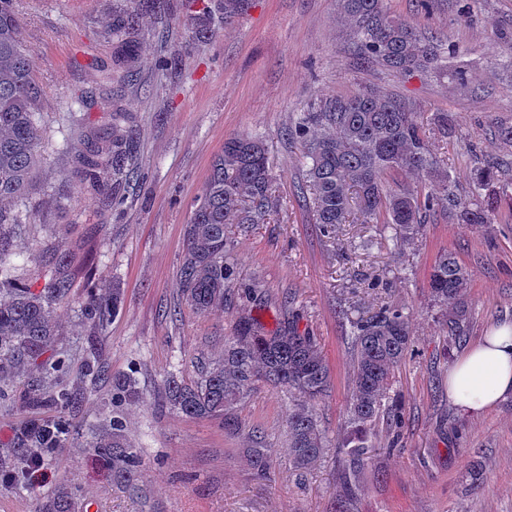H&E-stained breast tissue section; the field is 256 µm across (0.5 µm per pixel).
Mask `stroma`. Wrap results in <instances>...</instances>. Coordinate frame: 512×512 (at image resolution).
Wrapping results in <instances>:
<instances>
[{
    "label": "stroma",
    "mask_w": 512,
    "mask_h": 512,
    "mask_svg": "<svg viewBox=\"0 0 512 512\" xmlns=\"http://www.w3.org/2000/svg\"><path fill=\"white\" fill-rule=\"evenodd\" d=\"M131 0H16L22 45L41 89L39 169L26 198L15 202L26 222L15 228L9 262L22 286L42 288L64 276L69 295L55 308L54 353L60 377L33 372L14 382L77 395L71 416L90 427L112 416V388L94 389L91 354L112 372L134 374L142 402L123 406L138 449V488L113 484L84 450L82 437L48 456L46 483L0 486V512H35L59 483L78 487L81 512H337L355 351L352 319L383 305L413 315V345L396 369L391 399L404 425L378 420L374 452L359 477L351 512H512V396L480 415L463 414L448 395L449 347L428 288L436 256L448 251L469 270L472 311L468 344L512 322V200L502 199L490 224H459L439 214L404 242L382 224H344L323 235L296 186L302 145L286 133L311 105L368 87L410 105L420 117L452 113L456 133L438 142L460 194L470 172L489 164L512 178V146L497 127L512 121V0H385L392 18L457 45L448 71L397 74L361 63L339 0H250L216 35H199L203 0H156L125 50L112 21ZM466 6L467 20L457 17ZM121 64L125 82L104 71ZM125 112L133 149L102 180L71 182L90 150L109 152L103 100ZM257 135L266 143L279 205L248 231L229 225L233 276L223 307L197 314L183 300L179 267L184 228L226 138ZM104 283L122 305L102 332L79 304ZM296 313L315 336L331 372V391L316 406L332 442L306 469L288 453L284 389L259 385L238 405L239 429L195 419L162 405L166 377H200L224 352L241 315L265 330ZM55 406L0 401V448L13 446L22 423L54 418ZM269 450L270 475L250 463L251 436ZM479 468L480 483L469 471Z\"/></svg>",
    "instance_id": "35a3bbf8"
}]
</instances>
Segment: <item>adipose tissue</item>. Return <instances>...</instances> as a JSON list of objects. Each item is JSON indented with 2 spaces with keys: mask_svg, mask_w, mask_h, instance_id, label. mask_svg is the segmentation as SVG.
Segmentation results:
<instances>
[{
  "mask_svg": "<svg viewBox=\"0 0 512 512\" xmlns=\"http://www.w3.org/2000/svg\"><path fill=\"white\" fill-rule=\"evenodd\" d=\"M448 394L467 415L512 396V323L494 329L450 365Z\"/></svg>",
  "mask_w": 512,
  "mask_h": 512,
  "instance_id": "1",
  "label": "adipose tissue"
}]
</instances>
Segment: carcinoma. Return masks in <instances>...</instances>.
Listing matches in <instances>:
<instances>
[{
	"label": "carcinoma",
	"mask_w": 512,
	"mask_h": 512,
	"mask_svg": "<svg viewBox=\"0 0 512 512\" xmlns=\"http://www.w3.org/2000/svg\"><path fill=\"white\" fill-rule=\"evenodd\" d=\"M15 0H0V399L9 397L8 386L28 372L31 362L52 349L58 329L53 305L66 294V282L52 278L41 290L18 288L4 262L9 242L7 224L20 216L10 203L27 191L35 177L41 130L40 92L32 78L21 43V18ZM384 0H342L352 30L355 51L362 61L389 67L400 74L448 70V53L456 46L420 36L407 24L391 18ZM248 7V0H217L203 11L222 20ZM140 13L131 10L112 23V35L121 38L135 29ZM455 133L450 112H435L425 120L401 100L362 89L338 96L302 113L288 128V139L305 145L302 198L311 203L314 223L324 234L336 231L358 213L364 224H393L404 238L416 233L431 217L444 210L460 224H488L504 197L512 198V180L497 168L483 165L472 177L471 194L462 197L448 173V157L433 141ZM113 164L100 154L87 156L73 174L105 178ZM405 173L437 183L438 191L423 194L394 189L386 176ZM277 209L272 164L268 148L256 136L225 139L224 150L213 161L202 192L193 204L185 227V251L179 268L180 288L186 303L199 314L224 306L232 270L227 263L229 224H262ZM469 271L456 256L445 252L429 273L432 301L442 311L448 346L464 339L470 312L464 300ZM117 289L100 290L82 303L85 319L102 327L120 308ZM412 315L403 307L383 306L370 316L351 321L355 360L352 392L347 404V428L339 443L345 467L357 476L368 463L370 432L386 414L401 422L398 404L387 403V390L395 369L411 350ZM331 383L328 363L310 333L298 328L294 316L275 331H266L254 319L241 316L224 355L197 380L187 382L171 374L162 400L189 417H216L224 429L235 431V408L260 384L288 389V446L293 464L305 469L317 462L330 445L321 429L315 404ZM131 374L112 376V406L141 401ZM26 400L52 402L57 418L21 428L17 446L0 458V472L12 484L28 481L30 468L44 463L55 448H63L72 434L66 411L76 396L65 388L44 394L30 389ZM86 448L112 474V482L133 486L140 477L142 459L127 439L123 420L109 421L86 430ZM77 489L60 484L42 500L36 512H77Z\"/></svg>",
	"instance_id": "obj_1"
}]
</instances>
